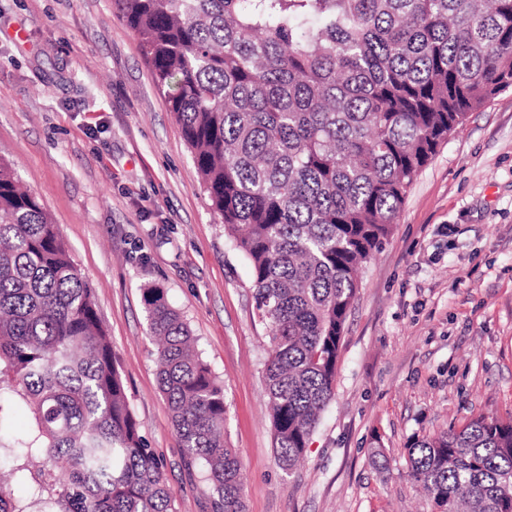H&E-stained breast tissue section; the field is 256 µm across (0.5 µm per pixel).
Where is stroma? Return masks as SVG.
Listing matches in <instances>:
<instances>
[{
    "instance_id": "obj_1",
    "label": "stroma",
    "mask_w": 512,
    "mask_h": 512,
    "mask_svg": "<svg viewBox=\"0 0 512 512\" xmlns=\"http://www.w3.org/2000/svg\"><path fill=\"white\" fill-rule=\"evenodd\" d=\"M0 156L93 288L175 512H212L211 492L188 474L157 388L150 285L224 385L246 512H430L408 477L410 440L512 417V90L449 136L364 267L334 396L289 475L274 459L250 267L112 0H0Z\"/></svg>"
}]
</instances>
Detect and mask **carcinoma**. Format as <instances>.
Instances as JSON below:
<instances>
[{"mask_svg":"<svg viewBox=\"0 0 512 512\" xmlns=\"http://www.w3.org/2000/svg\"><path fill=\"white\" fill-rule=\"evenodd\" d=\"M167 97L269 329L264 396L291 474L334 395L363 265L470 113L512 89V0H114ZM157 382L213 512H245L224 444V385L158 286L144 289ZM31 406L11 473L45 457L0 512H174L93 291L37 196L0 158V421ZM412 483L434 512H512V418L415 438Z\"/></svg>","mask_w":512,"mask_h":512,"instance_id":"obj_1","label":"carcinoma"}]
</instances>
